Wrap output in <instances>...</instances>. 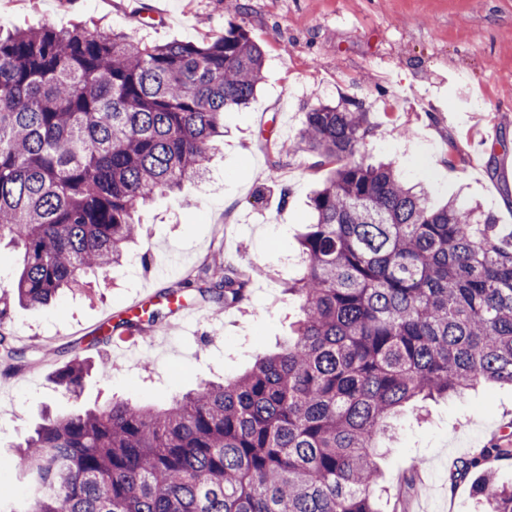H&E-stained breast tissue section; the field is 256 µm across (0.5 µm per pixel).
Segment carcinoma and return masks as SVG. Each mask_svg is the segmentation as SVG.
I'll use <instances>...</instances> for the list:
<instances>
[{
    "label": "carcinoma",
    "mask_w": 512,
    "mask_h": 512,
    "mask_svg": "<svg viewBox=\"0 0 512 512\" xmlns=\"http://www.w3.org/2000/svg\"><path fill=\"white\" fill-rule=\"evenodd\" d=\"M264 52L241 26L206 45H150L109 28L0 35V241L21 249L20 303L42 306L120 266L135 215L207 171L224 111L247 105ZM365 105L320 104L273 165L306 148L331 166L299 237L305 263L287 292L294 336L241 376L150 408L114 401L47 418L19 453L29 496L10 512H380L377 463L410 403L512 385V234L450 201L428 205L394 162L356 159ZM225 307L250 274L215 257L199 281ZM92 369L54 375L79 395ZM470 474L481 512H512L494 464Z\"/></svg>",
    "instance_id": "carcinoma-1"
}]
</instances>
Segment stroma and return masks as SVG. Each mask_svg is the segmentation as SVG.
<instances>
[{
  "label": "stroma",
  "mask_w": 512,
  "mask_h": 512,
  "mask_svg": "<svg viewBox=\"0 0 512 512\" xmlns=\"http://www.w3.org/2000/svg\"><path fill=\"white\" fill-rule=\"evenodd\" d=\"M102 25L152 44H203L239 25L266 51L264 80L245 108L224 113V148L204 178L142 210L141 248L96 276L91 296L43 307L12 305L0 332L27 349L0 360V458L15 456L44 409L71 413L115 400L162 406L202 383L237 376L291 334L299 316L284 290L300 274L297 236L311 192L329 174L301 150L272 166L266 149L293 138L318 103L362 101L373 133L359 156L395 160L433 205L480 204L512 229V0H0V29ZM459 158L448 164V145ZM167 261L168 274L144 270ZM259 269L249 296L194 320L167 313L166 292L194 279L213 255ZM160 311L122 329L134 303ZM110 330L109 340L93 336ZM111 362L80 395L54 373L74 357ZM512 435V387L491 386L406 409L380 462L381 512H477L471 480L448 474L474 449Z\"/></svg>",
  "instance_id": "35a3bbf8"
}]
</instances>
